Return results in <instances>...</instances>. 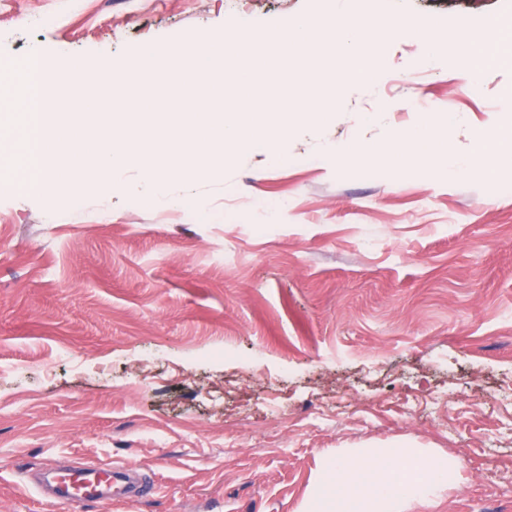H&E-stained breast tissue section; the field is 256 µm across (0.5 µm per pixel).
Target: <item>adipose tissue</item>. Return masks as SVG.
I'll use <instances>...</instances> for the list:
<instances>
[{
    "label": "adipose tissue",
    "mask_w": 512,
    "mask_h": 512,
    "mask_svg": "<svg viewBox=\"0 0 512 512\" xmlns=\"http://www.w3.org/2000/svg\"><path fill=\"white\" fill-rule=\"evenodd\" d=\"M351 6L357 19L341 36V51L348 61L341 78L359 82L377 70L378 49L387 34L371 26L363 0H351ZM332 152L340 170L403 158L428 175L443 166L445 156L424 120L395 132L384 146L354 141L333 147ZM509 162L512 126H500L492 136L474 138L466 167L489 180ZM462 468L460 459L419 448H356L348 456L325 460L302 512H403L409 503L458 486Z\"/></svg>",
    "instance_id": "ef3b65f1"
}]
</instances>
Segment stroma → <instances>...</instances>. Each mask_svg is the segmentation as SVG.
<instances>
[{
    "label": "stroma",
    "instance_id": "35a3bbf8",
    "mask_svg": "<svg viewBox=\"0 0 512 512\" xmlns=\"http://www.w3.org/2000/svg\"><path fill=\"white\" fill-rule=\"evenodd\" d=\"M406 23L368 79L336 56L289 106L331 96L286 161L254 141L202 209L0 180V512H298L327 456L407 442L462 459L460 487L405 512H512V170L483 184L401 159L340 171L329 148L380 144L433 112L462 162L470 130L512 122V66L468 88L455 28L512 0H366ZM323 0H0V66L121 58L245 19L266 30ZM54 24H45V17ZM437 48L424 61V38ZM457 395L445 412L430 395ZM124 464L147 497L83 510L44 468Z\"/></svg>",
    "mask_w": 512,
    "mask_h": 512
}]
</instances>
